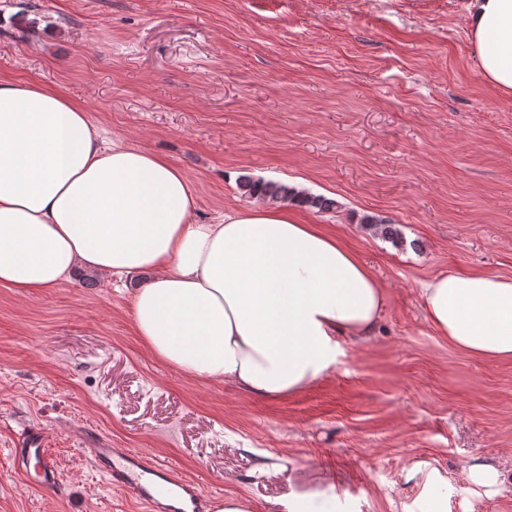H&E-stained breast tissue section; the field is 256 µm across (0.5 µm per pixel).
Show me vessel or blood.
Segmentation results:
<instances>
[{
  "mask_svg": "<svg viewBox=\"0 0 512 512\" xmlns=\"http://www.w3.org/2000/svg\"><path fill=\"white\" fill-rule=\"evenodd\" d=\"M24 480L50 490L59 483L41 429H28L14 451ZM86 456L112 483L143 504L147 512H210L211 497L181 473L132 448H89Z\"/></svg>",
  "mask_w": 512,
  "mask_h": 512,
  "instance_id": "b4317fda",
  "label": "vessel or blood"
}]
</instances>
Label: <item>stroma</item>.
Listing matches in <instances>:
<instances>
[{
	"instance_id": "stroma-1",
	"label": "stroma",
	"mask_w": 512,
	"mask_h": 512,
	"mask_svg": "<svg viewBox=\"0 0 512 512\" xmlns=\"http://www.w3.org/2000/svg\"><path fill=\"white\" fill-rule=\"evenodd\" d=\"M466 0H0V81L57 88L98 130L166 156L197 217L249 204L242 177L336 200L342 234L387 290L375 333L278 399L151 357L131 293L146 273L84 268L19 298L0 285V512H146L84 456L97 443L175 465L216 498L286 512H407L412 468L450 512H512V363L450 346L417 288L440 273L512 277V94L481 78ZM396 224L397 247L362 224ZM46 432L57 490L11 451ZM465 465L504 477L488 488ZM447 501V482L436 469H430L425 476L423 490L418 502L419 512H444Z\"/></svg>"
}]
</instances>
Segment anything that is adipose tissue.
Listing matches in <instances>:
<instances>
[{"label":"adipose tissue","instance_id":"1","mask_svg":"<svg viewBox=\"0 0 512 512\" xmlns=\"http://www.w3.org/2000/svg\"><path fill=\"white\" fill-rule=\"evenodd\" d=\"M482 78L512 93V0H467ZM151 282L132 299L145 349L182 372L269 399L326 376L341 339L372 336L387 303L345 241L275 201L196 218L173 163L102 138L84 108L0 81V285L23 298L75 268ZM428 324L480 359L512 362V277L447 272L418 290Z\"/></svg>","mask_w":512,"mask_h":512}]
</instances>
